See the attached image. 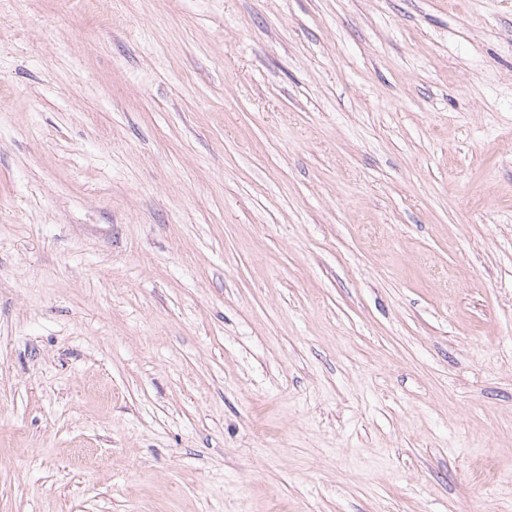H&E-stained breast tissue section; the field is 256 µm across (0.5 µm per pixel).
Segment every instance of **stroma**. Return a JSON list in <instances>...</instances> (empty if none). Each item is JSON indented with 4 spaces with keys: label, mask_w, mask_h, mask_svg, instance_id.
Masks as SVG:
<instances>
[{
    "label": "stroma",
    "mask_w": 512,
    "mask_h": 512,
    "mask_svg": "<svg viewBox=\"0 0 512 512\" xmlns=\"http://www.w3.org/2000/svg\"><path fill=\"white\" fill-rule=\"evenodd\" d=\"M0 512H512V0H0Z\"/></svg>",
    "instance_id": "1"
}]
</instances>
